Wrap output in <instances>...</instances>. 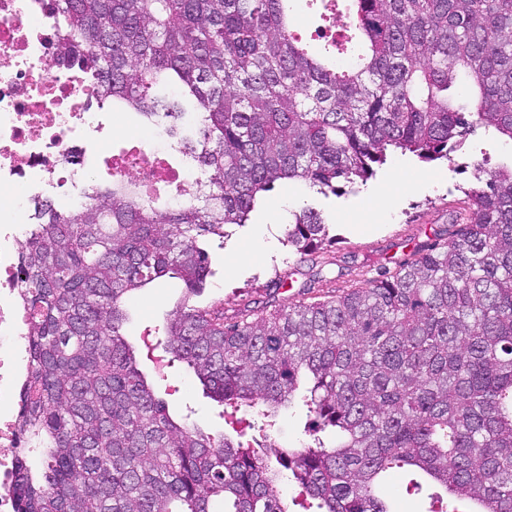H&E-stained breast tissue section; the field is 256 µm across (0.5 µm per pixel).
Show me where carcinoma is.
<instances>
[{
  "label": "carcinoma",
  "mask_w": 512,
  "mask_h": 512,
  "mask_svg": "<svg viewBox=\"0 0 512 512\" xmlns=\"http://www.w3.org/2000/svg\"><path fill=\"white\" fill-rule=\"evenodd\" d=\"M299 2L47 0L54 55L113 111L167 126L204 191L162 205L114 180L37 207L17 287L20 432L41 469L15 456L16 512H397L380 478L405 467L470 512H512V165L392 274L233 322L195 302L209 237L275 184L334 193L390 151L449 159L477 126L512 139V0H348L350 29L321 49L294 29ZM286 237L301 255L332 240L312 208ZM168 274L185 293L160 344L229 433L171 417L137 367L125 302ZM299 404L301 446L276 447ZM305 407L282 409L277 424L269 432L270 438L281 448H293L303 437L305 423L309 419Z\"/></svg>",
  "instance_id": "cac0c4a2"
}]
</instances>
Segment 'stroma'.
I'll return each instance as SVG.
<instances>
[{"label":"stroma","mask_w":512,"mask_h":512,"mask_svg":"<svg viewBox=\"0 0 512 512\" xmlns=\"http://www.w3.org/2000/svg\"><path fill=\"white\" fill-rule=\"evenodd\" d=\"M479 159L491 167L511 162L512 140L479 128L452 159L424 162L397 151L366 182L333 194L322 195L300 183L276 187L246 224L228 226L227 237H210L213 276L202 302L221 305L225 320L232 322L252 302L279 305L305 285L320 296L394 270L414 248L441 243L442 233L459 212L464 189L472 184V163ZM304 207L322 213L334 241L303 258L289 245L285 227L293 212ZM278 279L284 280L283 288H275ZM182 288L180 279L167 275L132 295L127 332L134 346L154 334ZM139 367L172 415L190 406L201 427L220 425L218 404L204 394L187 366L144 356ZM414 478V472L397 469L385 479L398 512H429L433 496L443 492L425 478L420 480L421 494H406Z\"/></svg>","instance_id":"obj_1"}]
</instances>
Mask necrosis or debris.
Returning a JSON list of instances; mask_svg holds the SVG:
<instances>
[{"instance_id": "necrosis-or-debris-1", "label": "necrosis or debris", "mask_w": 512, "mask_h": 512, "mask_svg": "<svg viewBox=\"0 0 512 512\" xmlns=\"http://www.w3.org/2000/svg\"><path fill=\"white\" fill-rule=\"evenodd\" d=\"M53 35L41 0H0V512H15L16 397L28 372L16 290L32 208L51 192L84 204L89 182H166L184 192L200 184L188 167L169 163L177 149L160 127L121 139L92 86L69 63H53Z\"/></svg>"}]
</instances>
